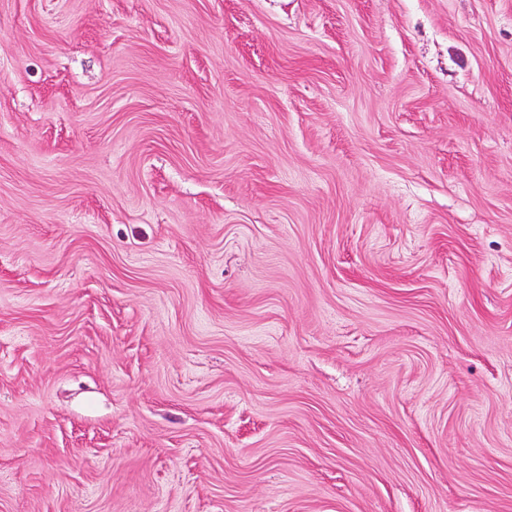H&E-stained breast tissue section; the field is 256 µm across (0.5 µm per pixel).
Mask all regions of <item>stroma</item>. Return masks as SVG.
Returning a JSON list of instances; mask_svg holds the SVG:
<instances>
[{"label":"stroma","mask_w":512,"mask_h":512,"mask_svg":"<svg viewBox=\"0 0 512 512\" xmlns=\"http://www.w3.org/2000/svg\"><path fill=\"white\" fill-rule=\"evenodd\" d=\"M0 512H512V0H0Z\"/></svg>","instance_id":"1"}]
</instances>
